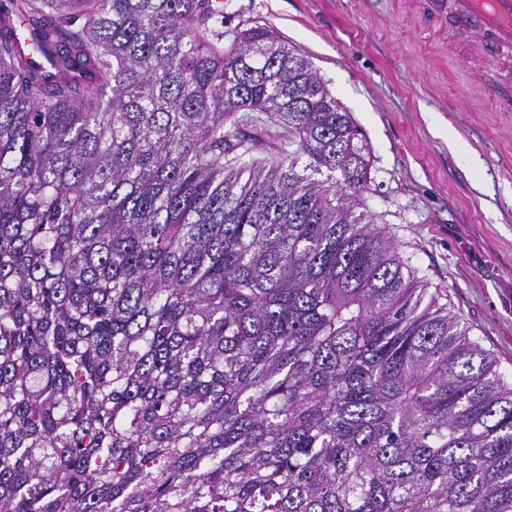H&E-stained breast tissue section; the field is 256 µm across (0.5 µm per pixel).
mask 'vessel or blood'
Wrapping results in <instances>:
<instances>
[{"instance_id": "b4317fda", "label": "vessel or blood", "mask_w": 512, "mask_h": 512, "mask_svg": "<svg viewBox=\"0 0 512 512\" xmlns=\"http://www.w3.org/2000/svg\"><path fill=\"white\" fill-rule=\"evenodd\" d=\"M423 28L436 29L476 68L498 111L512 112V0H414Z\"/></svg>"}]
</instances>
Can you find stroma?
Returning a JSON list of instances; mask_svg holds the SVG:
<instances>
[{"label": "stroma", "mask_w": 512, "mask_h": 512, "mask_svg": "<svg viewBox=\"0 0 512 512\" xmlns=\"http://www.w3.org/2000/svg\"><path fill=\"white\" fill-rule=\"evenodd\" d=\"M305 52L370 150L365 203L512 376V112L405 0H224Z\"/></svg>", "instance_id": "1"}]
</instances>
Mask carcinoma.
I'll use <instances>...</instances> for the list:
<instances>
[{"label": "carcinoma", "instance_id": "cac0c4a2", "mask_svg": "<svg viewBox=\"0 0 512 512\" xmlns=\"http://www.w3.org/2000/svg\"><path fill=\"white\" fill-rule=\"evenodd\" d=\"M216 16L0 9V512H512V381L310 59Z\"/></svg>", "mask_w": 512, "mask_h": 512}]
</instances>
